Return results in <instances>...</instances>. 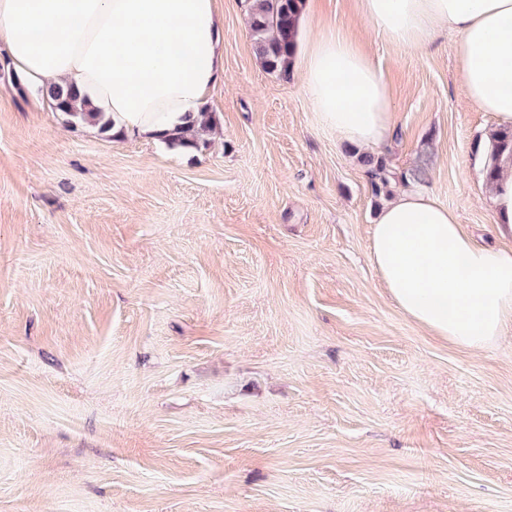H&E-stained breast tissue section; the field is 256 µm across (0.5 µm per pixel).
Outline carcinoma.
I'll return each instance as SVG.
<instances>
[{
  "label": "carcinoma",
  "mask_w": 512,
  "mask_h": 512,
  "mask_svg": "<svg viewBox=\"0 0 512 512\" xmlns=\"http://www.w3.org/2000/svg\"><path fill=\"white\" fill-rule=\"evenodd\" d=\"M305 0H253L250 17V37L263 67L270 73L288 76L289 65L296 48L297 20L302 13ZM50 107L62 113L66 122L76 124L89 119L100 123L104 132L112 130L111 122L88 109L80 93L73 87L52 84L47 89ZM216 120L211 112L202 113L200 121H193L176 129L168 139L173 145L198 148L207 143V136L215 129ZM512 161V127L500 128L491 133L488 159L483 168V181L492 187L499 179L502 159ZM363 164L368 167L367 175L372 192L380 196L389 192L391 182L405 186L410 181L422 183L427 179L428 163L396 172L385 157L367 156Z\"/></svg>",
  "instance_id": "1"
}]
</instances>
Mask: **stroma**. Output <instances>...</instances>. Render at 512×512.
Masks as SVG:
<instances>
[{
    "label": "stroma",
    "instance_id": "stroma-1",
    "mask_svg": "<svg viewBox=\"0 0 512 512\" xmlns=\"http://www.w3.org/2000/svg\"><path fill=\"white\" fill-rule=\"evenodd\" d=\"M382 71L403 171L478 242L496 122L445 31L385 43L360 0H305ZM207 146L117 139L0 76V512H512V336L411 321L369 260L361 150L217 0Z\"/></svg>",
    "mask_w": 512,
    "mask_h": 512
}]
</instances>
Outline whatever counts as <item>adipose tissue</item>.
Here are the masks:
<instances>
[{
  "mask_svg": "<svg viewBox=\"0 0 512 512\" xmlns=\"http://www.w3.org/2000/svg\"><path fill=\"white\" fill-rule=\"evenodd\" d=\"M388 43L427 48L457 36L470 98L512 126V0H362ZM294 68L320 123L366 150L395 136L383 75L355 45L297 25ZM0 44L45 106L70 85L115 131L161 140L198 119L224 79V17L215 0H0ZM370 261L396 305L424 329L474 351L512 326V248L476 244L423 186L407 187L373 226Z\"/></svg>",
  "mask_w": 512,
  "mask_h": 512,
  "instance_id": "adipose-tissue-1",
  "label": "adipose tissue"
}]
</instances>
